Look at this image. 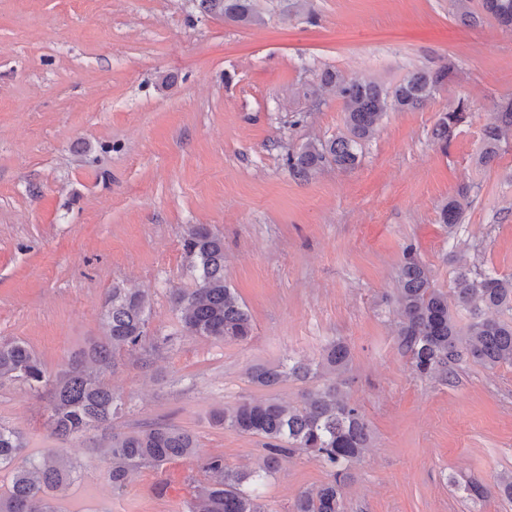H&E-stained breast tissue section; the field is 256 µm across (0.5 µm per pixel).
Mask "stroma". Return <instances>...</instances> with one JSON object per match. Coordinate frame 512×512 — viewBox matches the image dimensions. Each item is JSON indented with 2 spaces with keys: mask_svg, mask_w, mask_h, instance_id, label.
<instances>
[{
  "mask_svg": "<svg viewBox=\"0 0 512 512\" xmlns=\"http://www.w3.org/2000/svg\"><path fill=\"white\" fill-rule=\"evenodd\" d=\"M264 8V24L241 26L196 0H0V339L27 342L53 374L101 339L112 287L148 291L146 343L110 376L124 403L114 431L175 424L200 455L241 468L259 462L262 439L213 426L211 413L298 401L301 384L261 388L247 369L344 341L342 389L371 431L347 512H512L499 494L463 490L512 471V366L466 361L447 382L419 378L388 302L408 246L439 288L465 263L512 276V132L480 159L484 127L512 102V31L481 0ZM440 63L454 73L430 103L387 112L353 168L289 171V153L345 131L335 90L304 95L321 70L390 87ZM461 103L467 117L440 145L438 115ZM447 202L461 211L452 234L439 222ZM193 224L224 239L247 340L192 336L180 322L171 296L195 285L182 249ZM46 416L25 384H0V424L37 457L57 445ZM89 446L66 443L76 474L56 512H185L202 477L197 458L179 459L116 491L111 456ZM328 479L307 453L282 458L260 489L266 512H294Z\"/></svg>",
  "mask_w": 512,
  "mask_h": 512,
  "instance_id": "obj_1",
  "label": "stroma"
}]
</instances>
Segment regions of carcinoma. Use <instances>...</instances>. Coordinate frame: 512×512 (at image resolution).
<instances>
[{
    "instance_id": "obj_1",
    "label": "carcinoma",
    "mask_w": 512,
    "mask_h": 512,
    "mask_svg": "<svg viewBox=\"0 0 512 512\" xmlns=\"http://www.w3.org/2000/svg\"><path fill=\"white\" fill-rule=\"evenodd\" d=\"M204 11L228 23L255 26L264 23L260 0H200ZM482 9L501 27L512 30V0H482ZM452 74L448 64L415 71L400 83L384 88L369 80H345L326 69L305 95L316 96L321 87H334L343 103L346 132L329 140H311L288 154V169L306 179L328 164L350 168L359 149L376 131L385 113L425 106ZM466 113L456 108L439 116L433 137L448 143ZM512 131V103L497 113L482 133L483 159L495 158L504 135ZM440 223L453 233L459 212L443 204ZM183 251L194 275L195 287L172 296L183 328L191 335L224 341L251 336V316L224 277V238L204 224L191 225ZM398 288L392 296L397 312L399 352L409 358L421 378L448 381L463 359L487 369L512 365V321L492 313L512 311V277H500L467 266L457 269L451 292L435 287L429 268L408 248L398 268ZM469 316L466 329L458 327V313ZM150 298L145 291L130 292L117 286L103 310L104 334L80 355L68 360L54 378L26 342L0 341V382L20 381L48 401L45 428L58 441L85 437L112 428L122 403L108 375L124 350L140 346L147 336ZM351 362L349 347L332 341L314 361L288 358L277 366L248 371L249 381L271 388L288 380L320 384L305 390L300 401L285 404L270 398L242 400L211 415V423L264 440L266 455L256 468H239L221 455L200 458L204 480L197 482L186 502L187 512H264L258 489L277 469L286 454L302 450L319 460L329 480L298 495L294 512H346L345 488L352 465L369 445V430L361 410L341 397L336 383ZM22 432L0 425V468L14 467L12 487L0 496V512H56L54 493L72 479L75 469L58 451L39 458L25 454ZM105 450L112 457L108 479L121 489L133 470L144 464L161 467L198 455L195 435L183 428L157 423L131 432H114Z\"/></svg>"
}]
</instances>
